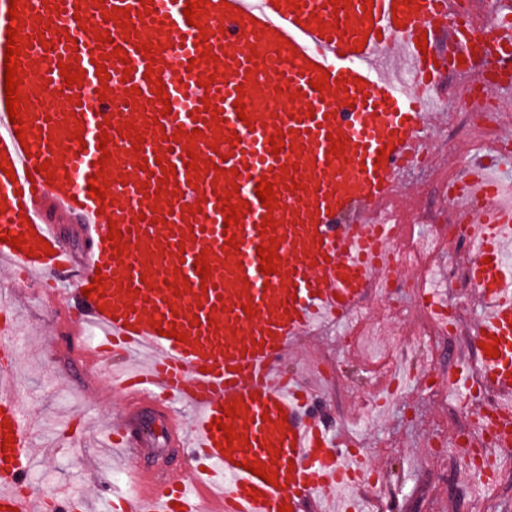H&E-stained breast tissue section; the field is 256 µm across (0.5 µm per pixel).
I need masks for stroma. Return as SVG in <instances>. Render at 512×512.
Segmentation results:
<instances>
[{
    "mask_svg": "<svg viewBox=\"0 0 512 512\" xmlns=\"http://www.w3.org/2000/svg\"><path fill=\"white\" fill-rule=\"evenodd\" d=\"M459 117V105H452L447 126L436 136V174L459 171V159L470 151L468 141L452 131ZM435 176L406 171L408 196L402 205L426 206L442 222L448 218V206L435 189ZM2 311L15 323L10 341L18 358L20 392L40 423L36 439L42 449L29 472L31 487L48 499L43 512H56L53 497L60 491L71 500L69 512H96L95 481L109 490L129 484L122 458L101 453L122 403L106 401L101 395L105 372H83L78 348L65 346L61 334L67 314L62 307H47L31 293L7 290L0 293ZM344 333L340 323L322 327L299 341L297 357L301 369L319 377L316 404L325 423L344 427L347 439L359 445L385 477L383 491L378 499L367 501L366 512H469L468 475L448 454L453 434L447 410L413 380L381 421L360 424L350 387L366 378L343 346ZM71 415L91 420L87 443L62 435L63 422Z\"/></svg>",
    "mask_w": 512,
    "mask_h": 512,
    "instance_id": "obj_1",
    "label": "stroma"
}]
</instances>
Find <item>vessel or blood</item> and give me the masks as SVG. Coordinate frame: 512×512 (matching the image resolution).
<instances>
[{"label":"vessel or blood","mask_w":512,"mask_h":512,"mask_svg":"<svg viewBox=\"0 0 512 512\" xmlns=\"http://www.w3.org/2000/svg\"><path fill=\"white\" fill-rule=\"evenodd\" d=\"M371 5L364 18L363 5ZM119 7L130 31L105 12ZM9 0H0V257L21 280L44 279L77 311L86 363L108 366L145 352L146 363L110 376L107 390L123 402L113 443L129 465L132 483L113 494L107 512H304L314 498L333 502L336 491L363 473L314 410L306 384L280 371L279 362L315 325L343 320L364 298L372 279L393 262L394 224L371 217L403 196L402 175L425 150L436 113L423 106L438 90L440 43L466 63L452 75L464 90L491 88L501 110L512 109V81L490 84L471 62L472 42L457 18L459 0H206L198 25H189L186 0H20L23 41L43 35L21 57L25 136L17 138L6 109L5 46ZM499 22L488 34L512 68V0H497ZM106 34L97 42V34ZM426 36V47L416 39ZM364 41L355 51L356 41ZM121 57H114V50ZM106 58L100 81L92 53ZM83 71L67 85L61 65ZM160 76L169 103L156 100L146 71ZM326 76L324 90L311 87ZM242 101L244 112L234 103ZM138 126L142 145L121 132ZM81 139H74V131ZM190 136L207 170L188 168L190 154L175 134ZM285 143L273 152L269 138ZM344 142L330 153V138ZM174 165L166 176L162 165ZM14 177H7V169ZM108 180L104 200L89 195L93 174ZM268 180L277 206L263 207L257 183ZM238 187V224L225 226L223 196ZM458 200L479 199L469 224L475 258L467 280L488 308L475 341L497 345L484 357L485 381L512 394V205L499 201V183L473 172L454 189ZM356 211L354 224L340 215ZM273 218V236L261 224ZM76 225L79 251L61 243V223ZM124 249L114 255L111 229ZM23 235V250L6 242ZM234 237L236 246L226 243ZM53 255L28 256L38 239ZM278 242L276 273L259 270L258 247ZM207 256L200 279L195 260ZM102 288L85 296L93 279ZM253 314H245L244 305ZM187 341L167 337V330ZM237 406L233 426L243 442L223 451L214 422ZM198 413L186 430L174 409ZM163 433L203 467L162 470L145 460ZM0 508L38 512L41 498L26 488L33 456L29 413L20 393L0 387ZM262 462L276 472L270 484L247 471Z\"/></svg>","instance_id":"vessel-or-blood-1"}]
</instances>
